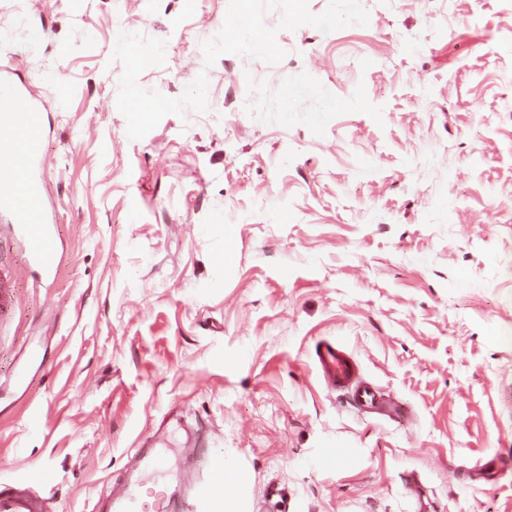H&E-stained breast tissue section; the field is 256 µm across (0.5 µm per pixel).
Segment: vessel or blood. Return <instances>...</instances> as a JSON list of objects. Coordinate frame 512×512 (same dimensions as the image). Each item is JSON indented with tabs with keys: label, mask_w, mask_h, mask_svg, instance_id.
I'll return each instance as SVG.
<instances>
[{
	"label": "vessel or blood",
	"mask_w": 512,
	"mask_h": 512,
	"mask_svg": "<svg viewBox=\"0 0 512 512\" xmlns=\"http://www.w3.org/2000/svg\"><path fill=\"white\" fill-rule=\"evenodd\" d=\"M42 115L20 86L0 78V137L8 151L0 160V215L9 218L0 225V239L19 240L44 279L55 269L57 245L55 224L43 204L44 154L39 136ZM318 363L328 386L342 393L358 410L396 417L400 406L388 400L371 384L357 381V369L340 344L324 343L316 350ZM206 468L197 480L187 506L174 503L165 493L146 501L130 486L110 495V512H214L224 494V475L212 450H204ZM54 473L43 468L25 481L0 485V512H47Z\"/></svg>",
	"instance_id": "1"
}]
</instances>
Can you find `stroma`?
<instances>
[{
    "label": "stroma",
    "instance_id": "stroma-1",
    "mask_svg": "<svg viewBox=\"0 0 512 512\" xmlns=\"http://www.w3.org/2000/svg\"><path fill=\"white\" fill-rule=\"evenodd\" d=\"M367 25L277 28L275 64L201 44L229 0H0V75L44 114L56 275L0 255V483L99 512L143 443L169 493L188 435L253 478L250 512H512V0H361ZM163 40L139 85L207 108L130 140L120 33ZM233 239H225L226 227ZM406 409L331 391L319 343ZM483 456L510 461L473 481Z\"/></svg>",
    "mask_w": 512,
    "mask_h": 512
}]
</instances>
